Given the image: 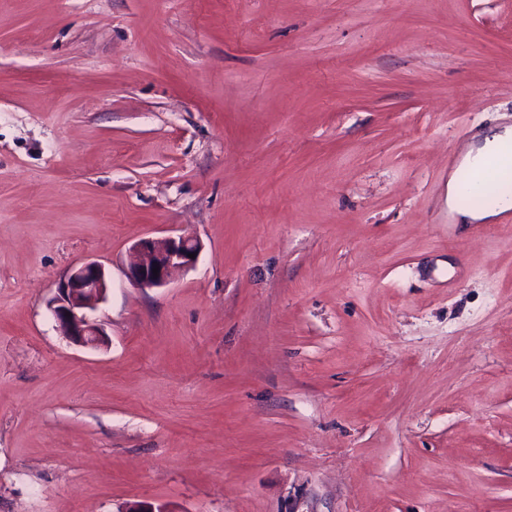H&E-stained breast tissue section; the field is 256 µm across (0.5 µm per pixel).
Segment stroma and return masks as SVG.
I'll return each instance as SVG.
<instances>
[{
	"instance_id": "obj_1",
	"label": "stroma",
	"mask_w": 512,
	"mask_h": 512,
	"mask_svg": "<svg viewBox=\"0 0 512 512\" xmlns=\"http://www.w3.org/2000/svg\"><path fill=\"white\" fill-rule=\"evenodd\" d=\"M496 125L512 0H0V512H512V218L447 204ZM462 193V181L457 173L448 179V212L455 224H491L494 219L512 209V194H503L484 202L479 208H466L458 204V196ZM199 250L197 241L181 236L143 238L131 248L127 278L140 288L166 285L195 262ZM192 253L195 258L188 257ZM153 268H158V276ZM108 288L105 268L96 260L82 262L58 282L48 307L59 331L70 343L92 348L107 343L103 328L90 313L105 300Z\"/></svg>"
}]
</instances>
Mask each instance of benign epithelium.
I'll return each instance as SVG.
<instances>
[{
  "label": "benign epithelium",
  "instance_id": "benign-epithelium-1",
  "mask_svg": "<svg viewBox=\"0 0 512 512\" xmlns=\"http://www.w3.org/2000/svg\"><path fill=\"white\" fill-rule=\"evenodd\" d=\"M198 242L181 236L143 238L130 251L128 280L140 288L160 287L191 266L198 253ZM158 274H153V269ZM109 288L104 266L86 260L59 282L48 307L61 334L72 344L97 348L107 343L103 328L91 312L105 300Z\"/></svg>",
  "mask_w": 512,
  "mask_h": 512
}]
</instances>
